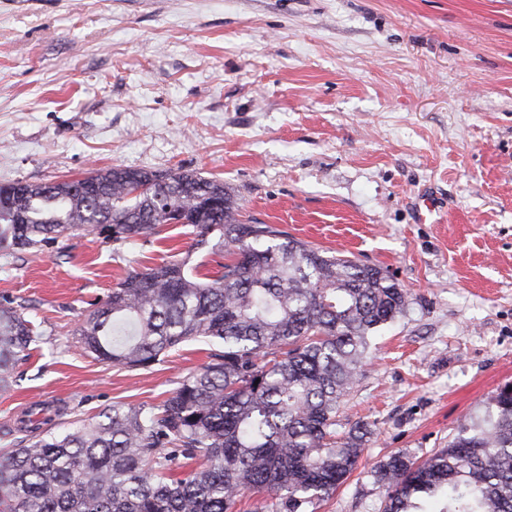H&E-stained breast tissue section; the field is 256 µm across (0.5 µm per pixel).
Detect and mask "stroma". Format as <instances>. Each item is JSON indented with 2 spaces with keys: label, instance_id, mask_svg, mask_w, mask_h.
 Returning a JSON list of instances; mask_svg holds the SVG:
<instances>
[{
  "label": "stroma",
  "instance_id": "35a3bbf8",
  "mask_svg": "<svg viewBox=\"0 0 512 512\" xmlns=\"http://www.w3.org/2000/svg\"><path fill=\"white\" fill-rule=\"evenodd\" d=\"M112 166L219 177L244 219L408 291L336 415L373 433L316 512H379L377 463L447 447L512 383V0H0V185ZM190 244L167 224L0 254V305L42 332L0 390V455L33 402L88 421L208 363L191 342L129 370L75 334L129 271Z\"/></svg>",
  "mask_w": 512,
  "mask_h": 512
}]
</instances>
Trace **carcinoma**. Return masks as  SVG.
Wrapping results in <instances>:
<instances>
[{"label": "carcinoma", "mask_w": 512, "mask_h": 512, "mask_svg": "<svg viewBox=\"0 0 512 512\" xmlns=\"http://www.w3.org/2000/svg\"><path fill=\"white\" fill-rule=\"evenodd\" d=\"M181 216L185 255L129 272L76 334L130 370L194 341L215 346L210 362L157 406L114 405L1 457L0 512H237L246 493L258 512H308L357 468L371 426L339 437L336 414L375 333L408 305L382 268L244 222L220 178L120 166L0 185V251L33 256L89 230L136 242ZM203 250L224 257L221 274L192 263ZM27 310L0 306V390L41 342ZM372 476L383 512H512V390L448 447L422 462L393 454Z\"/></svg>", "instance_id": "1"}]
</instances>
